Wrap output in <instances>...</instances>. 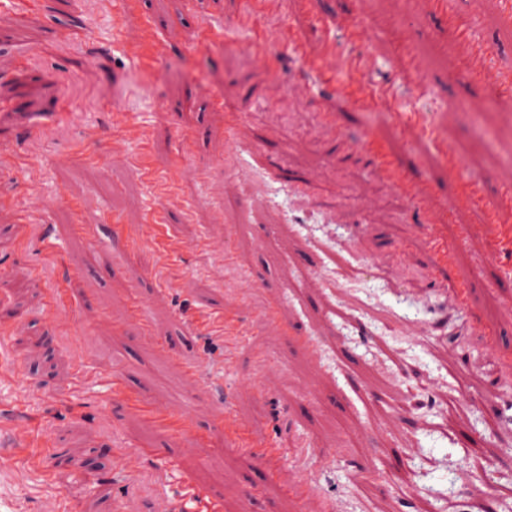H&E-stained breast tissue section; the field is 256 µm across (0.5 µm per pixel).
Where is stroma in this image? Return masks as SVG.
<instances>
[{"label": "stroma", "instance_id": "1", "mask_svg": "<svg viewBox=\"0 0 512 512\" xmlns=\"http://www.w3.org/2000/svg\"><path fill=\"white\" fill-rule=\"evenodd\" d=\"M243 10L251 29L233 26ZM341 15L360 21L358 41L336 27ZM460 25L493 69L472 70ZM296 41L370 56L359 103L336 75H308ZM259 43L293 92L257 74ZM20 62L29 72L0 98L55 119L40 135L8 122L24 163L0 184V432L29 433L0 459V512H156L157 499L188 489L193 512L512 506V422L500 416L512 403L501 381L512 280L489 261L498 239L482 213L459 203L475 181L488 203L512 186V103L498 81L512 71V24L500 0H447L443 12L426 0H32L21 24L0 7V71ZM116 112L146 114L149 134L114 162ZM404 112L437 138L403 124ZM369 138L419 175L452 223H427L358 155ZM443 140L469 143L479 167L448 170ZM27 210L40 231L20 220ZM434 233L456 248L445 273L428 250ZM172 239L183 248L164 274L157 260ZM227 249L238 267L218 260ZM460 281L466 307L440 310L436 289ZM270 303L322 336L320 360L271 323L228 366L223 345L175 321L186 306L250 318ZM465 322L487 326L495 345ZM116 361L119 400L104 384ZM413 393L422 403L406 408ZM227 408L251 439L283 447L278 482L227 439ZM173 412L183 434L158 428ZM305 438L322 455L302 465ZM104 446V468L79 467ZM122 450L139 452L138 479L123 473ZM300 480L317 491L305 504L283 491Z\"/></svg>", "mask_w": 512, "mask_h": 512}]
</instances>
